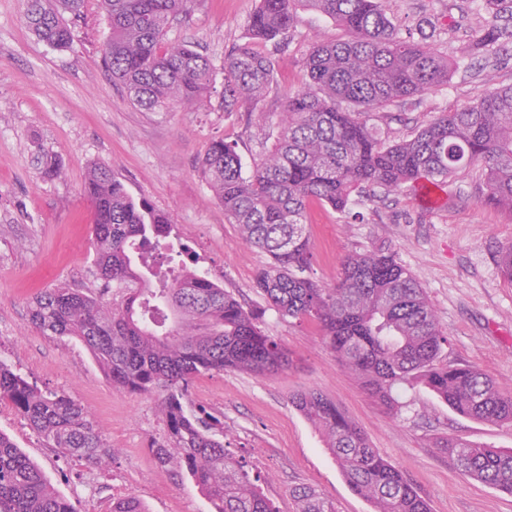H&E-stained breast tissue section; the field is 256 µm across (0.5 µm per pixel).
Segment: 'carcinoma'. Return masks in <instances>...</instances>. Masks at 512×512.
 Wrapping results in <instances>:
<instances>
[{"label": "carcinoma", "instance_id": "obj_1", "mask_svg": "<svg viewBox=\"0 0 512 512\" xmlns=\"http://www.w3.org/2000/svg\"><path fill=\"white\" fill-rule=\"evenodd\" d=\"M109 34L101 61L145 110L186 106L215 88L210 61L191 44L168 41L171 23L188 0H100ZM383 0H259L249 37L224 55V110L254 103L269 90L279 58L257 49L280 47L302 8L328 17L346 38L321 43L303 59L307 87L288 94L280 131L269 154L244 174L236 146L212 141L200 169L241 228L242 239L272 259L256 276L271 306L292 319L314 321L328 347L352 369L368 394L387 409L393 389L416 380L457 413L512 423V394L478 369L440 365L447 338L416 278L385 251L347 256L336 281L323 286L305 276L311 263L307 211L320 201L346 213L359 198L413 187L439 186L475 164L484 166L485 200L512 215V86L493 88L473 105L444 112L406 141L387 145L365 120L400 99L448 82V59L430 45L400 34ZM83 0H29L34 33L57 47L74 34L67 16ZM479 45L487 54L512 41V0H481ZM347 107L342 108L339 103ZM85 193L93 205L95 264L105 283H138L118 306L65 286L33 300L30 321L46 336L82 343L112 385L135 395L165 391L166 435L152 445L162 465L176 464L212 502L215 512H277L245 462L215 438L216 417L188 413L189 384L198 375L227 369L256 375L288 368V351L266 335L230 292L186 270L173 282L159 276L150 288L136 255L169 260V221L135 201L112 170L91 167ZM177 321L166 328L168 311ZM8 401L50 448L95 465L105 444L83 408L64 392L41 389L0 360V401ZM292 403L328 439V450L353 491L377 512H429L407 478L372 448L361 430L317 391ZM464 474L512 493V449L458 438L438 444ZM299 512H335L310 488L294 492ZM0 512H75L42 470L0 433Z\"/></svg>", "mask_w": 512, "mask_h": 512}]
</instances>
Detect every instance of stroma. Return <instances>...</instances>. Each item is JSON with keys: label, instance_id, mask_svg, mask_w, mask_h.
Masks as SVG:
<instances>
[{"label": "stroma", "instance_id": "35a3bbf8", "mask_svg": "<svg viewBox=\"0 0 512 512\" xmlns=\"http://www.w3.org/2000/svg\"><path fill=\"white\" fill-rule=\"evenodd\" d=\"M258 5L192 0L167 37L193 43L221 68L225 53L246 40ZM384 7L402 34L446 55L450 71L447 85L371 113L382 141L410 139L440 113L512 86V43L491 65L474 47L475 0H385ZM26 9L27 0H0V360L74 398L104 440L106 457L91 467L47 447L7 402H0V433L39 465L76 512H112L113 502L127 496L146 512H213L192 479L160 466L150 449L166 431L163 391L134 395L112 386L79 342L42 335L29 320L36 293L57 284L109 304L126 294L124 285L104 284L95 265L92 211L83 194L95 164L109 166L135 200L168 216L169 242L188 247L211 280L286 347L292 362L284 372L204 373L186 399L189 411L203 408L221 419L225 448L258 476L278 512H298L294 491L303 486L332 501L336 512H376L351 490L322 433L293 405V395L307 390L335 402L410 479L430 512H512V494L464 475L437 446L454 436L512 448V424L461 416L418 383L394 388L392 411L371 398L315 323L282 316L255 288L269 257L242 241L200 170L210 142L221 138L236 144L245 167L260 162L276 139L288 94L306 82L303 58L315 44L344 38V30L298 10L275 82L255 105L225 111L217 88L187 107L147 111L127 99L101 64L108 23L98 0H84L74 41L63 50L35 35ZM43 153L59 158L60 175L42 174ZM445 191L437 210L423 209L404 188L360 201L350 214L311 203L309 275L330 284L347 255L389 251L419 281L448 338L443 361L479 369L512 393V281L499 263L512 245V215L484 204L480 166L450 177Z\"/></svg>", "mask_w": 512, "mask_h": 512}]
</instances>
